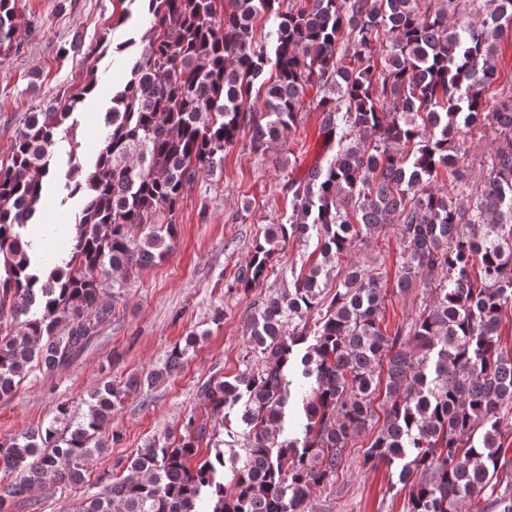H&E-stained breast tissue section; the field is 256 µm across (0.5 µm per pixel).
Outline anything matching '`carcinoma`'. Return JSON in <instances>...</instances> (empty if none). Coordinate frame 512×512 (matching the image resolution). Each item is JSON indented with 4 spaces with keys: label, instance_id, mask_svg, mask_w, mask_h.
<instances>
[{
    "label": "carcinoma",
    "instance_id": "1",
    "mask_svg": "<svg viewBox=\"0 0 512 512\" xmlns=\"http://www.w3.org/2000/svg\"><path fill=\"white\" fill-rule=\"evenodd\" d=\"M140 2L150 28L128 39L142 49L112 88L96 150L70 155L60 205L73 203L72 222L44 229L53 257L25 230L94 76L30 113L0 163V398L34 367L53 372L85 352L131 278L167 252L186 187L214 172L241 128L263 149L295 126L310 87L329 148L285 180L288 218L228 284L254 292L253 364L202 393L218 415L241 410L240 448L225 457L217 430L191 415L177 445L138 449L75 512H313L312 490L336 481L365 432L361 466L400 468L406 512H512V350L499 334L512 314V91L488 96L512 0ZM261 14L271 28L257 45ZM22 26L17 0H0V62ZM486 125L493 147L475 185L462 170ZM390 224L396 289L429 295L392 332L383 273L345 263ZM312 233L320 260L286 288L256 291L276 248ZM333 273L328 295L319 279ZM191 345L144 378L95 389L85 411L61 405L47 425L0 441V473L14 475L0 480V512L34 488L82 482L125 395L172 374Z\"/></svg>",
    "mask_w": 512,
    "mask_h": 512
}]
</instances>
